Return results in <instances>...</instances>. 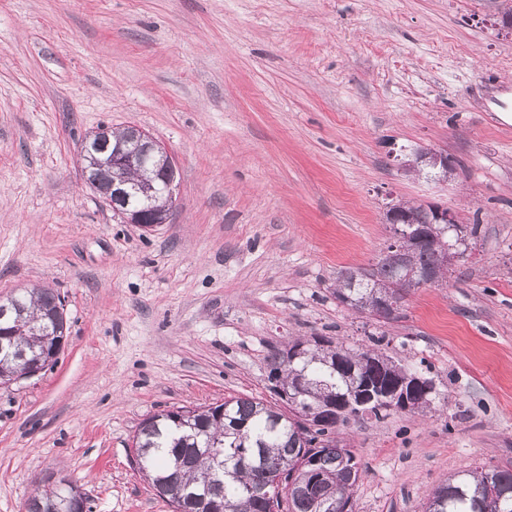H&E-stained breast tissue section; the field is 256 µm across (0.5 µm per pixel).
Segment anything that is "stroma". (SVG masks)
<instances>
[{"instance_id":"obj_1","label":"stroma","mask_w":512,"mask_h":512,"mask_svg":"<svg viewBox=\"0 0 512 512\" xmlns=\"http://www.w3.org/2000/svg\"><path fill=\"white\" fill-rule=\"evenodd\" d=\"M135 125L177 160L166 223H124L80 144ZM447 154V181L398 160ZM467 237L378 324L336 303L398 200ZM65 299L57 363L0 384V512L77 484L92 512H172L132 464L147 417L276 403L271 348L326 336L431 377V409L349 423L356 512H424L512 468V35L486 0H0V299Z\"/></svg>"}]
</instances>
